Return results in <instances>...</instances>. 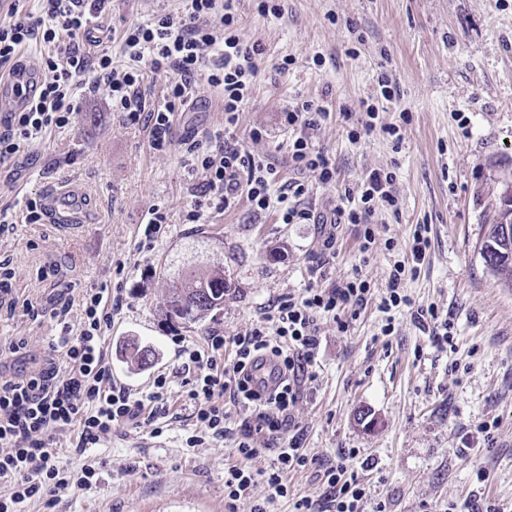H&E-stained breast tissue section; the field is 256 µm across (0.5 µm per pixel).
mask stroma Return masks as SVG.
Segmentation results:
<instances>
[{"mask_svg": "<svg viewBox=\"0 0 512 512\" xmlns=\"http://www.w3.org/2000/svg\"><path fill=\"white\" fill-rule=\"evenodd\" d=\"M257 5L239 0L236 34L263 45L265 68L239 116L237 139L291 178L280 116L296 97L328 96L335 113L318 142L335 160L339 182L324 185L317 173H303L308 206L330 208L337 186L356 187L380 168L396 175L398 209L372 216L376 237L365 255L356 225H336V252L324 257L320 225L281 223L244 198L202 223H185L202 187L188 177L180 142L204 141L223 129L218 92L203 87L211 108L177 113L172 144L163 151L151 149L142 126L112 111L106 90L81 94L71 124L0 164V206L10 208L0 256L10 261L16 305L14 313L0 311V341L24 343L19 355L0 358V376L17 377L58 358L62 338L78 335L80 324L75 312L60 324L56 310L117 278L122 301L104 332L112 379L141 398L165 375L169 411L158 436L144 423L113 428L84 450L59 441L60 465L75 478L93 468L94 477L55 500H29L22 512H247L263 501L261 482L237 508L224 498V470L238 460L241 414H232L226 437L188 447L195 422L182 397L179 344L202 349L212 332L251 329L278 297L310 287V269L320 260L328 278L356 270L372 289L383 288L419 224L428 225L430 245L420 274L404 282L412 307L384 314L371 302L343 329L322 317L317 379L278 438L256 436L261 452L250 467L268 469L276 448L302 434L311 463L285 473L288 495L270 512H292L298 497L322 495L320 463L348 449L357 452L351 464L371 503L385 512L512 506V288L498 284L479 250L499 180L512 170V0H281L276 17L261 16ZM181 8V0H107L97 20L113 65L144 73L147 101L166 78L152 72L148 59L131 62L122 34ZM286 56L295 63L278 72ZM384 74L400 98L380 101L379 118L398 124L402 139L375 133L351 143L338 110L378 97ZM403 110L408 120L400 119ZM255 130L260 140H252ZM60 181L85 193L88 221L71 235L25 221L27 200L41 199ZM154 207L167 212L169 224L142 252L138 243ZM195 239L203 243L197 264L223 266L232 289L221 309L186 327L167 318L166 298L172 264ZM431 305L452 324L451 347H439L412 317L413 307ZM130 344L151 348V364L127 362L121 350ZM365 412L374 426L360 422ZM484 422L494 426L493 443L478 431ZM480 469L487 475L482 483Z\"/></svg>", "mask_w": 512, "mask_h": 512, "instance_id": "stroma-1", "label": "stroma"}]
</instances>
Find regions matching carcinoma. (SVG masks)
<instances>
[{
	"label": "carcinoma",
	"mask_w": 512,
	"mask_h": 512,
	"mask_svg": "<svg viewBox=\"0 0 512 512\" xmlns=\"http://www.w3.org/2000/svg\"><path fill=\"white\" fill-rule=\"evenodd\" d=\"M512 213V199L499 201L489 222L488 233L483 238L485 246L495 245L502 254L491 260V272L499 283L512 288V241L499 244L501 222ZM175 288L167 298V316L184 324H194L210 311L224 305V294L231 288L224 275V267L206 269L181 268L174 272Z\"/></svg>",
	"instance_id": "1"
}]
</instances>
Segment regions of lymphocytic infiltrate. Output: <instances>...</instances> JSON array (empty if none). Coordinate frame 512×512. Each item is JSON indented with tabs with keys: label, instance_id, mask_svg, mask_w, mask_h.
Listing matches in <instances>:
<instances>
[{
	"label": "lymphocytic infiltrate",
	"instance_id": "lymphocytic-infiltrate-1",
	"mask_svg": "<svg viewBox=\"0 0 512 512\" xmlns=\"http://www.w3.org/2000/svg\"><path fill=\"white\" fill-rule=\"evenodd\" d=\"M40 12L12 4L11 20L0 24V67L16 61L22 49L40 40L51 44L43 56L45 77L31 103L20 112L0 116V162L37 143L47 130L62 129L72 121L80 86L105 87L113 111L125 121L143 124L149 143L160 150L171 144L173 116L201 98L202 85L220 89L224 112V136L199 141L182 140L189 176L201 179L204 199L195 201L184 216L185 223H199L205 211L231 208L246 197L258 211L274 210L286 224H360L368 252L375 239L365 221L374 208L397 209L392 171L373 169L358 189H344L331 212L305 206L308 189L298 180L300 172H316L321 183L336 182L337 171L327 152L316 144V134L330 115L328 100L297 97L283 113L291 133L288 145L294 178L285 180L276 167L234 138L239 114L250 101L264 62L261 44L240 42L233 28L238 0H185L183 11L156 15L146 23L129 26L123 42L129 56L149 57L154 72L166 75L160 100L147 105L143 76L138 69L113 66L106 51L86 53L80 38L89 37L106 0H40ZM429 242L414 235L409 260L397 263L389 274L378 308L387 312L411 306L403 281L417 274ZM318 285L302 296L279 297L263 323L245 333L227 338L209 336L207 350L183 348L188 363L198 371L186 380L183 396L194 409L199 432L187 439L189 446L206 438L224 437L230 408L242 411L244 419L237 437L239 463L224 470V497L229 503L245 499L256 480L267 488L265 503H255L250 512H267L268 503L287 497L284 471L306 466L301 436H293L278 449L269 469L254 472L247 462L259 453L256 435H277L289 424L291 411L303 385L313 382L320 315L357 314L371 299L367 281L359 276L326 282L321 267H313ZM109 286L82 293L78 299L80 331L75 340L64 341L63 361L46 365L23 378H0V512H18L19 504L68 489L67 471L61 467L50 444L54 436L79 429V447L96 444L113 427L140 423L143 415L165 414L166 377L155 380L156 390L147 400L132 399L124 388L113 385L105 361L103 332L112 313ZM326 512H365L368 495L348 455L321 464Z\"/></svg>",
	"mask_w": 512,
	"mask_h": 512
}]
</instances>
